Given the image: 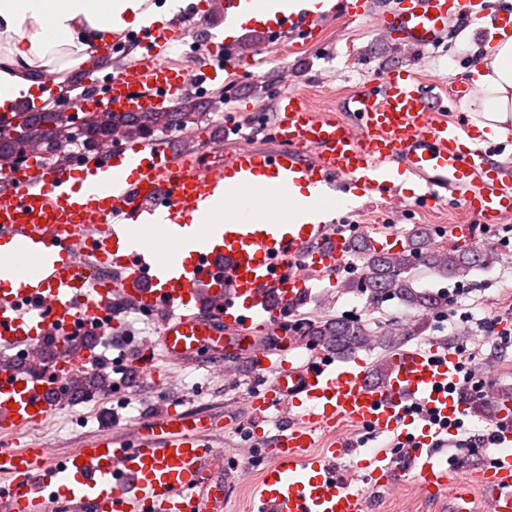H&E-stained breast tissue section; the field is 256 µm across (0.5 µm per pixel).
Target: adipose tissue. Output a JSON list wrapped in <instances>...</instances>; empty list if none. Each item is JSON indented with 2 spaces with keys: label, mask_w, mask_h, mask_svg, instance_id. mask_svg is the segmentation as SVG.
<instances>
[{
  "label": "adipose tissue",
  "mask_w": 512,
  "mask_h": 512,
  "mask_svg": "<svg viewBox=\"0 0 512 512\" xmlns=\"http://www.w3.org/2000/svg\"><path fill=\"white\" fill-rule=\"evenodd\" d=\"M180 0H0V108L33 98L43 71L77 69L113 33L162 26ZM496 140L512 131V33L486 46L459 103Z\"/></svg>",
  "instance_id": "1"
}]
</instances>
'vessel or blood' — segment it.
Returning <instances> with one entry per match:
<instances>
[{"label":"vessel or blood","mask_w":512,"mask_h":512,"mask_svg":"<svg viewBox=\"0 0 512 512\" xmlns=\"http://www.w3.org/2000/svg\"><path fill=\"white\" fill-rule=\"evenodd\" d=\"M260 28L272 45L312 43L334 18H366L390 41L434 46L450 16L479 29L502 27L473 0H405L396 11L374 0H286ZM257 0H201L200 16L180 10L175 26L195 20L202 33L196 60L177 68L162 52L168 38L153 27L112 36L123 59L93 93L75 97L82 122L105 109L154 112L187 88L205 89L223 68L211 57L223 45L217 22L236 25ZM351 120L311 112L297 93L277 102L274 141L239 147L198 164L158 141H127L89 162L100 184L79 196L64 191L70 165L0 167V346L55 350L65 332L104 336L113 298L163 315L162 349L172 362L240 354L273 380L247 397L253 435L265 442V468L248 512H371L368 489L418 480L425 493L454 489L453 512H467L466 489L480 488L488 512H512V426L497 431L490 467L460 472L433 453L448 426L470 407L460 384L461 362L442 343L406 346L375 378L361 359L330 354L301 360L296 351L271 361L261 344L310 289L314 274L332 277L351 255L348 238L328 215L301 224L260 216L215 224L210 214L241 208L244 192L287 201L293 187L358 198L393 194L390 171L415 178L414 204L458 206L473 224L491 227L512 217V162L472 142L461 121L434 112L429 95L407 72L387 73L375 90L348 98ZM56 402L50 379L27 366L0 369V437L46 423ZM221 419L170 408L143 422L135 441L112 433L86 438L58 459L39 443L0 451V512H223L224 488L209 472L211 434ZM351 427L404 446V466L387 450L359 455L364 488L353 489L339 461L353 452L341 431ZM328 448L318 449L321 436Z\"/></svg>","instance_id":"vessel-or-blood-1"}]
</instances>
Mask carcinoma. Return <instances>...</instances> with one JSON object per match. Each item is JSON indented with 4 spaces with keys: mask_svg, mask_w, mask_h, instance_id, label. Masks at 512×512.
<instances>
[{
    "mask_svg": "<svg viewBox=\"0 0 512 512\" xmlns=\"http://www.w3.org/2000/svg\"><path fill=\"white\" fill-rule=\"evenodd\" d=\"M196 112V104L188 96L183 106L171 112H106L72 135L67 134V125L59 112H25L22 124L25 135L13 141L0 139V164L11 163L21 141L27 144L39 139L44 151L55 157L66 153L77 137L84 144L96 139L103 145L116 135L147 138L154 126L181 128ZM350 247L359 255L361 265L358 275L346 281L344 287L366 293L372 301L395 297L406 309L421 315L442 308L448 298L415 289L410 277L412 269L423 265L442 277L464 278L471 271L487 266L491 256L487 251L473 248L436 247L433 231L426 226L415 227L403 248L394 255L376 249L368 237L350 242ZM309 330L315 341L338 355L368 346L372 336L370 325L361 319L320 321L309 326Z\"/></svg>",
    "mask_w": 512,
    "mask_h": 512,
    "instance_id": "obj_1",
    "label": "carcinoma"
}]
</instances>
